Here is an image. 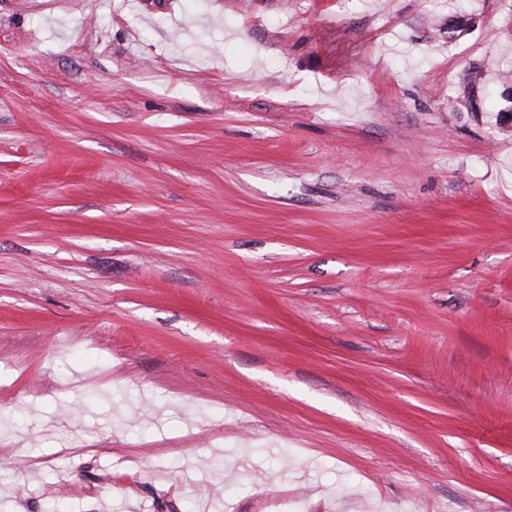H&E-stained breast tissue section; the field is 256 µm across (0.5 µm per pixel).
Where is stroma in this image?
<instances>
[{"mask_svg":"<svg viewBox=\"0 0 512 512\" xmlns=\"http://www.w3.org/2000/svg\"><path fill=\"white\" fill-rule=\"evenodd\" d=\"M0 512H512V0H0Z\"/></svg>","mask_w":512,"mask_h":512,"instance_id":"35a3bbf8","label":"stroma"}]
</instances>
